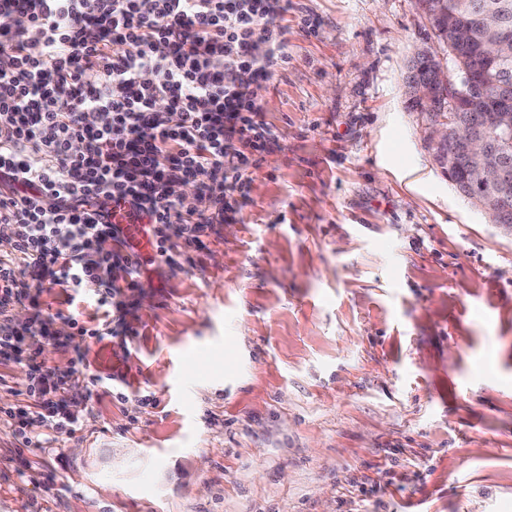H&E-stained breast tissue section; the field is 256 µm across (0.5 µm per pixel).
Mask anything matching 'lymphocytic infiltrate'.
Segmentation results:
<instances>
[{
    "label": "lymphocytic infiltrate",
    "mask_w": 512,
    "mask_h": 512,
    "mask_svg": "<svg viewBox=\"0 0 512 512\" xmlns=\"http://www.w3.org/2000/svg\"><path fill=\"white\" fill-rule=\"evenodd\" d=\"M287 12L288 0H0V16L27 20L0 29V360L31 371L25 403L0 407V422L19 450L42 447L44 419L77 422L66 375L27 342L50 334L32 284H93L99 306L124 313L144 259L113 212L145 224L152 262L169 267L237 214L275 139L250 85L287 63ZM181 181L196 208L171 197Z\"/></svg>",
    "instance_id": "lymphocytic-infiltrate-1"
}]
</instances>
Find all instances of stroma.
<instances>
[{
  "label": "stroma",
  "mask_w": 512,
  "mask_h": 512,
  "mask_svg": "<svg viewBox=\"0 0 512 512\" xmlns=\"http://www.w3.org/2000/svg\"><path fill=\"white\" fill-rule=\"evenodd\" d=\"M287 25L251 87L275 145L189 262L143 264L131 334L41 288L83 400L23 473L0 424V512H512V234L408 107L428 25L415 0H288Z\"/></svg>",
  "instance_id": "35a3bbf8"
}]
</instances>
